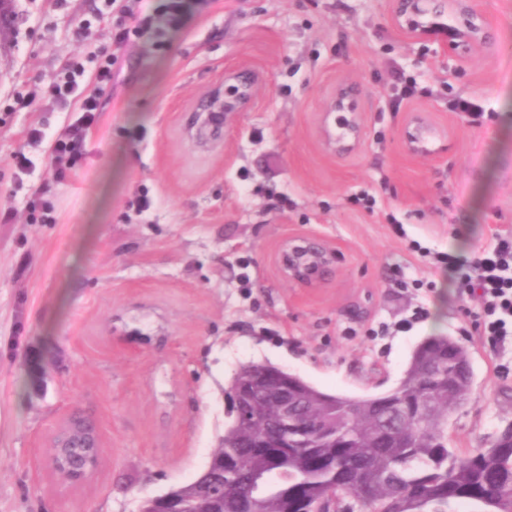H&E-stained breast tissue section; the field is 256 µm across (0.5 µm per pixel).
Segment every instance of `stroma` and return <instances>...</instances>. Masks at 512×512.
I'll use <instances>...</instances> for the list:
<instances>
[{"label":"stroma","instance_id":"stroma-1","mask_svg":"<svg viewBox=\"0 0 512 512\" xmlns=\"http://www.w3.org/2000/svg\"><path fill=\"white\" fill-rule=\"evenodd\" d=\"M475 3L491 43L452 61L396 19L395 0H201L166 50L150 34L127 49L82 159L59 178L49 140L78 115L51 85L75 68L86 84L120 7L11 0L0 15V512H138L193 481L249 363L367 397L444 334L474 370L449 447H488L512 423V342H479L475 305L410 249L470 256L512 232V0ZM396 70L430 93L387 112ZM244 74L249 102L218 135L200 132L212 93ZM343 85L358 90L362 131L339 155L323 127ZM453 98L484 123L451 111ZM417 117L427 148L413 153L402 134ZM34 126L45 142L29 141ZM20 152L29 172L13 165ZM364 189L370 214L350 204ZM296 235L339 252L324 285L281 275L277 249ZM400 269L423 288H395ZM75 413L102 448L79 483L50 466Z\"/></svg>","mask_w":512,"mask_h":512}]
</instances>
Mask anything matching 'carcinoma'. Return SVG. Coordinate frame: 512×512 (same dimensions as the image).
Masks as SVG:
<instances>
[{
  "label": "carcinoma",
  "mask_w": 512,
  "mask_h": 512,
  "mask_svg": "<svg viewBox=\"0 0 512 512\" xmlns=\"http://www.w3.org/2000/svg\"><path fill=\"white\" fill-rule=\"evenodd\" d=\"M470 365L465 347L429 336L413 350L395 391L369 397L327 394L282 368L243 365L232 391L265 373L269 383L237 401L208 465L168 493L183 512H306L333 496L359 512H452L462 502L477 512H512V447L465 454L448 447V415L472 390ZM288 379L297 385L288 388V410L331 417L329 437L281 447L288 430L273 391ZM248 406L267 410L264 425L246 418ZM260 432L270 447H255ZM221 482L224 495L210 497Z\"/></svg>",
  "instance_id": "obj_1"
}]
</instances>
